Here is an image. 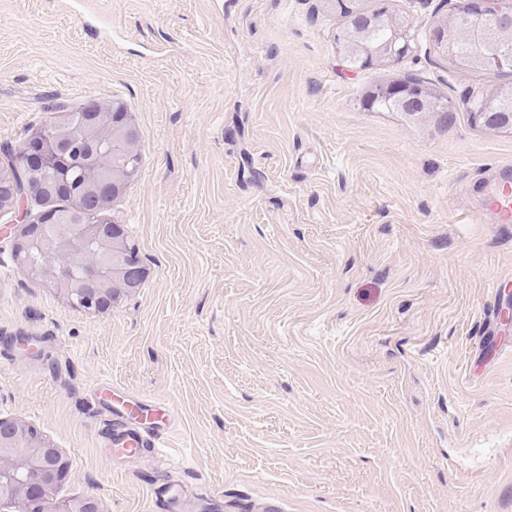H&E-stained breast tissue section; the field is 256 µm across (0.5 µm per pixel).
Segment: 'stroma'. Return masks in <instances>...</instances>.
Instances as JSON below:
<instances>
[{
	"instance_id": "stroma-1",
	"label": "stroma",
	"mask_w": 512,
	"mask_h": 512,
	"mask_svg": "<svg viewBox=\"0 0 512 512\" xmlns=\"http://www.w3.org/2000/svg\"><path fill=\"white\" fill-rule=\"evenodd\" d=\"M393 0L403 61L353 69L322 0H0V150L53 101L125 105L141 170L112 204L147 277L103 313L0 234V416L103 512H512V224L472 185L512 135L470 121L508 82L453 67ZM412 77L452 109L372 112ZM131 397L167 408L153 426ZM157 428L159 447L113 454ZM153 431H136L127 430L124 431L112 439V451L115 454L124 456H134L139 448H151L152 437L155 434Z\"/></svg>"
}]
</instances>
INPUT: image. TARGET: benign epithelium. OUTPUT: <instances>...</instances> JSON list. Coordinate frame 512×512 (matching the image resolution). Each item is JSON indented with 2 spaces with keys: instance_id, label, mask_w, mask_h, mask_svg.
Listing matches in <instances>:
<instances>
[{
  "instance_id": "7a95c632",
  "label": "benign epithelium",
  "mask_w": 512,
  "mask_h": 512,
  "mask_svg": "<svg viewBox=\"0 0 512 512\" xmlns=\"http://www.w3.org/2000/svg\"><path fill=\"white\" fill-rule=\"evenodd\" d=\"M377 19L390 20L391 35L382 45H374L366 39L363 28L372 18L359 16L354 20L355 29L339 36L340 45L347 51L361 56L365 64L390 63L400 60L409 47L408 23L395 17L390 10V0L378 6ZM461 21L468 26L484 23L488 26H512V0H455L452 18L434 23L429 29L432 39L444 51L448 59L457 60L453 39L445 35V29ZM379 93L395 98L401 111L415 115L427 104L428 88L415 83L388 84ZM92 129L106 130L100 141L112 142L123 151L112 169V176L103 181L99 193L114 198L121 196L127 184L140 172V156L137 151L139 131L129 112L120 104L100 105L90 113ZM475 124L493 132H512V119L499 117L497 112H480ZM65 149L50 136L41 133L29 137L20 148L22 166L31 172L34 158H40L42 166L54 167L68 173L64 157ZM9 195L12 206L0 213L20 211V205L34 199L25 184H0V197ZM95 224L80 221L78 224H54L56 247L45 248L43 226L34 225L21 215L20 227L13 236V255L20 268L31 277L51 276L56 290L69 304L85 311H99L102 304L112 305L134 293L142 283L145 269L141 259L129 253L122 240V226H112L108 240L110 254H97L92 245L101 241L102 224L109 218L96 211L91 212ZM37 248L47 254L39 267L29 261V253ZM81 258L82 278L72 282L68 266L59 258ZM67 474V466L61 451L46 441L33 429L18 419L0 418V512H102L101 503L89 495L74 500L55 501L53 488Z\"/></svg>"
}]
</instances>
